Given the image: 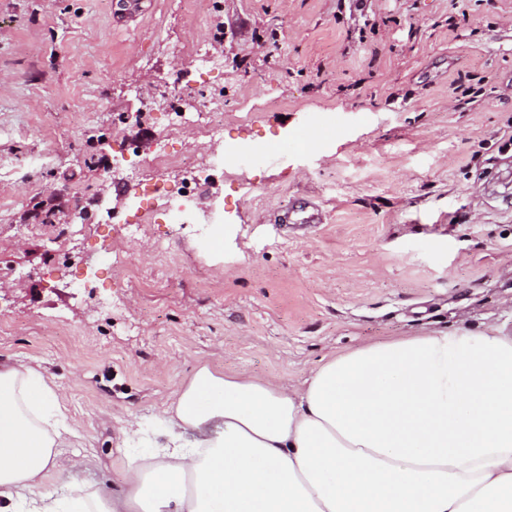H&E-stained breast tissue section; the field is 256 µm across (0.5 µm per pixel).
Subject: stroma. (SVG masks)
Instances as JSON below:
<instances>
[{
	"instance_id": "obj_1",
	"label": "stroma",
	"mask_w": 512,
	"mask_h": 512,
	"mask_svg": "<svg viewBox=\"0 0 512 512\" xmlns=\"http://www.w3.org/2000/svg\"><path fill=\"white\" fill-rule=\"evenodd\" d=\"M119 9L0 0V365L40 369L74 429L48 486L119 492L144 452L119 420L154 426L203 364L288 388L360 345L512 332V0ZM198 41L224 61L201 87ZM203 93L224 103L217 141L192 125ZM316 119L339 125L291 147ZM163 132L200 164L231 157L197 186L206 232L154 210L133 241L126 201L184 177L152 158ZM119 153L135 177L106 178ZM304 201L321 224H280Z\"/></svg>"
}]
</instances>
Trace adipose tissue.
Segmentation results:
<instances>
[{
  "instance_id": "adipose-tissue-1",
  "label": "adipose tissue",
  "mask_w": 512,
  "mask_h": 512,
  "mask_svg": "<svg viewBox=\"0 0 512 512\" xmlns=\"http://www.w3.org/2000/svg\"><path fill=\"white\" fill-rule=\"evenodd\" d=\"M122 491L48 489L70 428L0 368V512H512V336L437 331L329 357L301 387L199 366Z\"/></svg>"
}]
</instances>
